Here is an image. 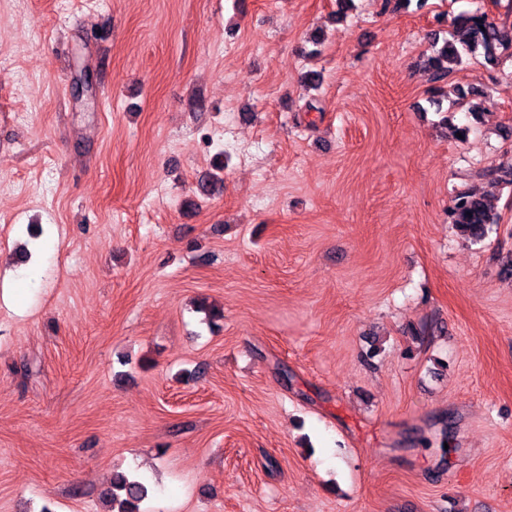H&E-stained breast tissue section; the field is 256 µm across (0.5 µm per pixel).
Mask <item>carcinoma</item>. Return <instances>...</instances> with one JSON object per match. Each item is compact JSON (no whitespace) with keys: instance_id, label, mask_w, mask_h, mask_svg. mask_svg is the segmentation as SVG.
<instances>
[{"instance_id":"1","label":"carcinoma","mask_w":512,"mask_h":512,"mask_svg":"<svg viewBox=\"0 0 512 512\" xmlns=\"http://www.w3.org/2000/svg\"><path fill=\"white\" fill-rule=\"evenodd\" d=\"M451 26L450 37L432 38L431 52L422 57L423 68L436 84L429 103L438 112L442 111L439 93L448 84L449 75L464 61L481 57L486 65L494 67L504 52L512 51V25L485 13L477 10L461 13L453 18ZM479 176L487 180L491 190L476 193L458 189L449 208L451 223L474 242L483 241L500 222L494 190L512 187V164L483 170ZM147 494L143 482L118 474L112 479V491L103 497V505L106 512H140V503Z\"/></svg>"}]
</instances>
